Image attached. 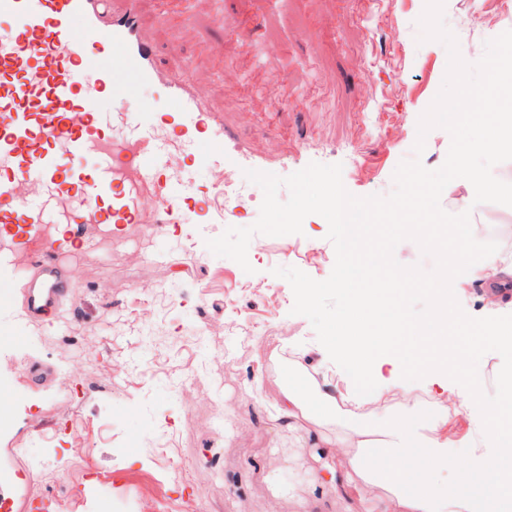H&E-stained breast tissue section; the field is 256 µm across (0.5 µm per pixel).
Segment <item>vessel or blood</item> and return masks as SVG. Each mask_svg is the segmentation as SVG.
Returning <instances> with one entry per match:
<instances>
[{
  "mask_svg": "<svg viewBox=\"0 0 512 512\" xmlns=\"http://www.w3.org/2000/svg\"><path fill=\"white\" fill-rule=\"evenodd\" d=\"M140 0H0V230L33 236L48 219L60 224L178 221L175 192L164 178L144 118L208 115L187 70L166 72L139 17ZM91 69L97 96L79 73ZM151 84L146 100L129 99L123 76ZM131 117L125 153L108 148L101 102ZM33 178L37 199L22 188Z\"/></svg>",
  "mask_w": 512,
  "mask_h": 512,
  "instance_id": "vessel-or-blood-1",
  "label": "vessel or blood"
}]
</instances>
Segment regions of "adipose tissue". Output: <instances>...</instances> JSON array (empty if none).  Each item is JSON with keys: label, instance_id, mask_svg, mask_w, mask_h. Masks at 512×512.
Wrapping results in <instances>:
<instances>
[{"label": "adipose tissue", "instance_id": "ef3b65f1", "mask_svg": "<svg viewBox=\"0 0 512 512\" xmlns=\"http://www.w3.org/2000/svg\"><path fill=\"white\" fill-rule=\"evenodd\" d=\"M341 225L343 248L356 279H342L350 324L328 336L326 350L337 358L336 372L344 393L322 388L297 372H289L282 388V412L289 420L321 424L339 403L350 404L345 425L330 447L349 449L348 470L338 475L326 464L327 481L338 493L354 488L372 497L382 512H512V370L505 373L499 398L483 400L478 389L459 393L457 375L468 357L485 343L512 357V314L502 313L473 328L470 342L460 338L464 322L438 302L417 323L407 321L393 273L372 277L383 264L371 242L378 231L373 207L349 210ZM418 374L425 385L458 396L466 426L462 444L448 438V415L422 410L417 421L398 417L385 426L360 423L357 410L368 406L373 416L386 415L384 389H408L407 377ZM450 470L455 478L440 489L420 478L419 469Z\"/></svg>", "mask_w": 512, "mask_h": 512}]
</instances>
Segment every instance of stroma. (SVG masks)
I'll return each mask as SVG.
<instances>
[{
  "label": "stroma",
  "instance_id": "35a3bbf8",
  "mask_svg": "<svg viewBox=\"0 0 512 512\" xmlns=\"http://www.w3.org/2000/svg\"><path fill=\"white\" fill-rule=\"evenodd\" d=\"M512 0H445L444 21L462 59L476 65L485 44L512 30ZM425 0H196L186 33L143 22L160 62L191 59L211 113L185 116L180 136L156 119L168 182L191 190L180 220L144 236L140 225L73 224L87 250L56 246L55 225L25 241L0 236V467L19 469L32 493L24 512H369L324 484L325 462L342 454L318 433L279 414L285 372L322 379L330 366L310 321L292 314L295 267L327 279L335 249L328 223L312 214L303 231L254 235L252 273L214 256L206 240L257 220L261 188L245 170L287 176L309 163L342 164L356 196L389 195L401 161L416 156L418 120L437 95L445 46L420 42ZM233 166L235 207L216 216L218 174ZM476 240L496 230L512 255V207H472ZM69 294L41 318L27 311L43 278L46 248ZM506 367L485 345L462 369L494 399Z\"/></svg>",
  "mask_w": 512,
  "mask_h": 512
}]
</instances>
